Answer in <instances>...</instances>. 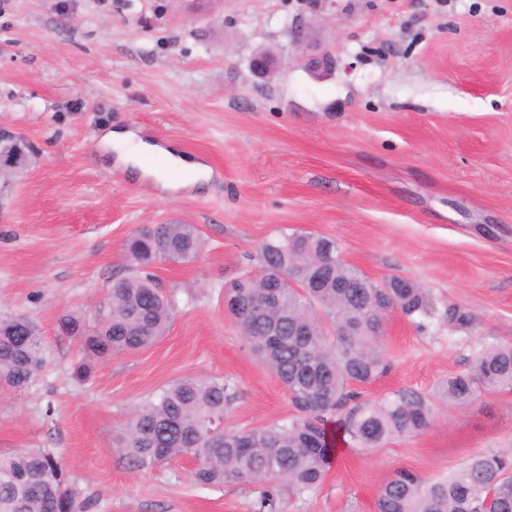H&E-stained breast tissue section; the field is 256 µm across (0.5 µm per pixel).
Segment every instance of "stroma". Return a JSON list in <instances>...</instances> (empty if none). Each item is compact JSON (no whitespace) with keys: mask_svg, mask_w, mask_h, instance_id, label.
Returning a JSON list of instances; mask_svg holds the SVG:
<instances>
[{"mask_svg":"<svg viewBox=\"0 0 512 512\" xmlns=\"http://www.w3.org/2000/svg\"><path fill=\"white\" fill-rule=\"evenodd\" d=\"M262 53L276 68L259 80ZM325 55L335 68L315 69ZM0 125L36 151L0 202V308L32 318L51 351L29 389L0 393V451L50 449L99 512H253L255 486L198 485L192 456L137 467L121 428L187 374L230 385L229 428L293 415L224 310L225 283L257 269L271 234L331 238L370 279L428 292L424 328L390 316V368L363 400L432 395L512 342V0H0ZM118 129L210 179L159 157L129 175L101 148ZM172 220L205 247L154 269L175 299L168 335L76 380L59 317L105 303L126 238ZM452 306L472 329H449ZM499 450L512 452V391L440 403L417 436L338 443L322 486L277 512H374L395 470L433 481Z\"/></svg>","mask_w":512,"mask_h":512,"instance_id":"obj_1","label":"stroma"}]
</instances>
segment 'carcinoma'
I'll return each mask as SVG.
<instances>
[{
    "label": "carcinoma",
    "instance_id": "carcinoma-1",
    "mask_svg": "<svg viewBox=\"0 0 512 512\" xmlns=\"http://www.w3.org/2000/svg\"><path fill=\"white\" fill-rule=\"evenodd\" d=\"M204 246L195 225L179 222L144 225L125 240L124 257L132 270L112 281L106 305L60 319L61 326L80 335L74 378L86 381L97 362L145 349L168 333L175 303L152 269L159 262H192ZM330 246L336 243L325 236L273 235L260 246L258 273L248 272L236 279V287L224 289V296L250 303L247 313L231 318L251 351L286 388L298 415L283 424L217 432L232 401L229 385L222 378L186 375L148 398L125 423L123 445L136 466L189 454L198 462L197 483L252 484L258 488L254 512H276L283 494L301 495L323 484L336 447V433L327 424L337 411H345L341 436L365 449L429 427L434 406L419 393L360 402L355 391L389 369L382 350L383 297L390 309L422 327L431 313L426 292L395 277L386 291L343 261L322 268L319 260ZM290 256L301 263L302 279H316L321 287L281 288L278 299L268 303L263 284ZM342 281L362 287H336ZM272 320L277 341L268 336ZM472 322L466 310L448 307L449 328L467 329ZM47 360V345L35 324L0 311V385L27 389ZM504 389H512V344L484 349L467 371L448 377L438 393L448 404L463 407L484 391ZM491 491L493 512H512L511 452L475 455L434 481L399 469L380 489L374 512H484ZM99 506V499L80 489L50 451H0V512H99Z\"/></svg>",
    "mask_w": 512,
    "mask_h": 512
}]
</instances>
